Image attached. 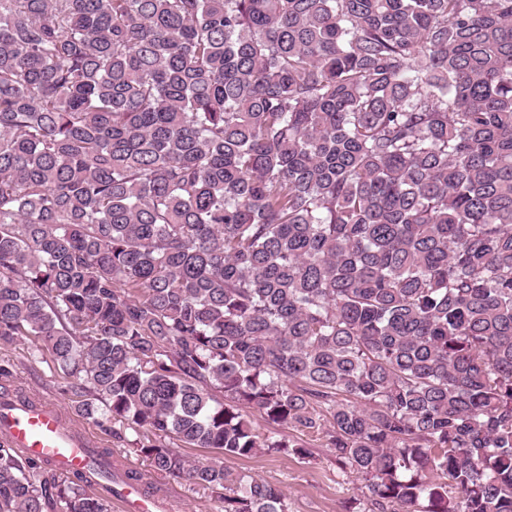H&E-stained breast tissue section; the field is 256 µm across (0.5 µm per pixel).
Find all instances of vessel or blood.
I'll use <instances>...</instances> for the list:
<instances>
[{"mask_svg": "<svg viewBox=\"0 0 512 512\" xmlns=\"http://www.w3.org/2000/svg\"><path fill=\"white\" fill-rule=\"evenodd\" d=\"M0 434L26 456L71 472H87L95 446L90 436L69 430L59 409L48 402L0 405ZM113 502L118 512H154L156 508L154 501L143 497L136 482L123 486Z\"/></svg>", "mask_w": 512, "mask_h": 512, "instance_id": "b4317fda", "label": "vessel or blood"}]
</instances>
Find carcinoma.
<instances>
[{"label": "carcinoma", "mask_w": 512, "mask_h": 512, "mask_svg": "<svg viewBox=\"0 0 512 512\" xmlns=\"http://www.w3.org/2000/svg\"><path fill=\"white\" fill-rule=\"evenodd\" d=\"M223 512L304 458L512 512V0H0V342ZM0 443V512H112Z\"/></svg>", "instance_id": "carcinoma-1"}]
</instances>
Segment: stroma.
<instances>
[{"instance_id":"35a3bbf8","label":"stroma","mask_w":512,"mask_h":512,"mask_svg":"<svg viewBox=\"0 0 512 512\" xmlns=\"http://www.w3.org/2000/svg\"><path fill=\"white\" fill-rule=\"evenodd\" d=\"M1 365L13 373L8 390L18 389L34 399L57 402L73 426L94 436L100 447L110 449L114 462L141 474L158 497L167 499L168 512H220L221 503L210 490L159 475L146 458L131 453L136 434L125 424L111 421L101 426L77 413L76 396L69 389L68 378L50 354H34L29 338L0 343ZM309 448L310 456L303 459L264 451L248 458L222 459L214 450L204 448H189L185 454L202 462L223 460L231 471L250 474L279 487L288 496L289 512H344L351 504L368 512L370 503L364 481L344 475L322 442L311 441Z\"/></svg>"}]
</instances>
